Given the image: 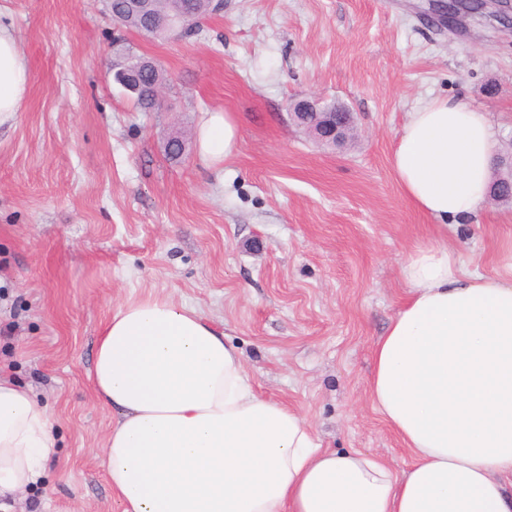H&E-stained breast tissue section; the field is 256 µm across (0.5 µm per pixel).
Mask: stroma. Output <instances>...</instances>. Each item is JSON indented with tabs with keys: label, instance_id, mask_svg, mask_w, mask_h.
Segmentation results:
<instances>
[{
	"label": "stroma",
	"instance_id": "35a3bbf8",
	"mask_svg": "<svg viewBox=\"0 0 512 512\" xmlns=\"http://www.w3.org/2000/svg\"><path fill=\"white\" fill-rule=\"evenodd\" d=\"M429 0H224L192 37L115 25L105 0H0L29 87L0 128V374L55 419L51 497L12 512H122L102 463L111 410L88 372L104 322L149 294L197 309L238 348L256 388L303 415L321 447L407 469L374 409V346L406 298L401 269L429 244L501 273L512 204L446 231L404 197L391 164L409 112L463 96L512 141V27L433 25ZM163 70L161 111L112 79V42ZM303 96L353 112L333 148L288 119ZM237 119L236 152L206 164L204 113ZM187 138L169 160L170 135Z\"/></svg>",
	"mask_w": 512,
	"mask_h": 512
}]
</instances>
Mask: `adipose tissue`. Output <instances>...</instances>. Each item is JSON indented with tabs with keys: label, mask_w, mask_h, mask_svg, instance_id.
Listing matches in <instances>:
<instances>
[{
	"label": "adipose tissue",
	"mask_w": 512,
	"mask_h": 512,
	"mask_svg": "<svg viewBox=\"0 0 512 512\" xmlns=\"http://www.w3.org/2000/svg\"><path fill=\"white\" fill-rule=\"evenodd\" d=\"M29 70L0 25V126ZM227 112L198 132L202 158L237 148ZM497 154L486 113L462 98L412 112L392 166L405 198L452 226L489 195ZM407 296L374 348L369 396L412 456L403 473L320 447L297 412L253 387L243 356L193 307L149 296L113 311L89 379L111 410L103 465L122 512H512V278L466 272L455 253L416 248ZM51 418L0 378V501L41 484Z\"/></svg>",
	"instance_id": "1"
}]
</instances>
